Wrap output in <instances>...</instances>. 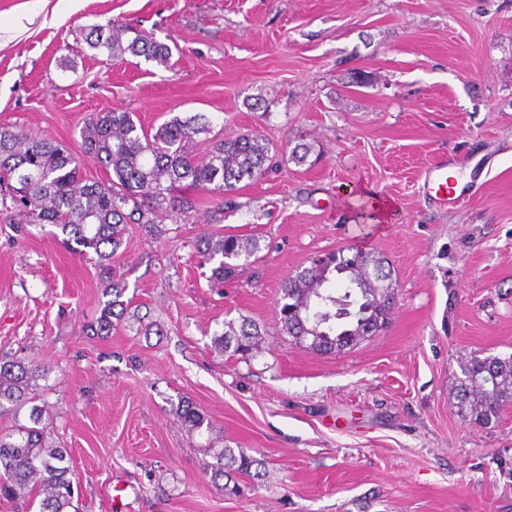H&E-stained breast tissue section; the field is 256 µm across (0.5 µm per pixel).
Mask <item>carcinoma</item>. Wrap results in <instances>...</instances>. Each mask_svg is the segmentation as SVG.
<instances>
[{
	"label": "carcinoma",
	"mask_w": 512,
	"mask_h": 512,
	"mask_svg": "<svg viewBox=\"0 0 512 512\" xmlns=\"http://www.w3.org/2000/svg\"><path fill=\"white\" fill-rule=\"evenodd\" d=\"M88 47L110 57L129 53L147 61L167 64L171 49L143 31L128 26L103 34L101 26L85 37ZM211 134L205 115H173L153 132L137 124L130 112H97L80 130L81 156L37 136L0 127V216L19 217L20 230L51 225L60 230L61 242L75 245V252L112 271V258L123 241L128 224H146L150 234L165 233L162 215L172 209L182 214L195 211V203L172 195L182 184L201 191L224 194L264 175L274 156L261 136L243 133L212 137L207 156L193 154L196 138ZM88 157L112 171L105 182L83 176L81 157ZM260 250L253 234L204 236L197 251L207 262L218 261L211 282L221 287L236 270V261L250 262ZM327 265L311 263L288 276L280 288L276 322L281 331L309 350L329 353L354 346L372 332L356 320L361 308L345 293L324 288L336 275V266L352 265L360 290L390 317L395 281L388 262L370 253L324 254ZM125 285L118 280L105 289L106 301L87 330L96 336L112 332L130 303L123 301ZM260 327L244 318L224 322V331L213 337L214 348L243 356L261 349ZM460 376L452 389L456 414L476 424L487 425L512 405V356L471 355L459 365ZM50 368L42 363L0 359V415L13 416L15 425L0 433V501H29L38 512H78L74 504L76 471L66 449L48 441L46 409L36 404L37 381L47 379ZM172 414L193 435L210 433L208 417L187 398L170 402ZM28 421L19 422L22 412ZM204 469L213 482L225 480L219 489L227 495L239 493L236 479L248 475L263 480L262 462L228 447L208 442Z\"/></svg>",
	"instance_id": "obj_1"
}]
</instances>
